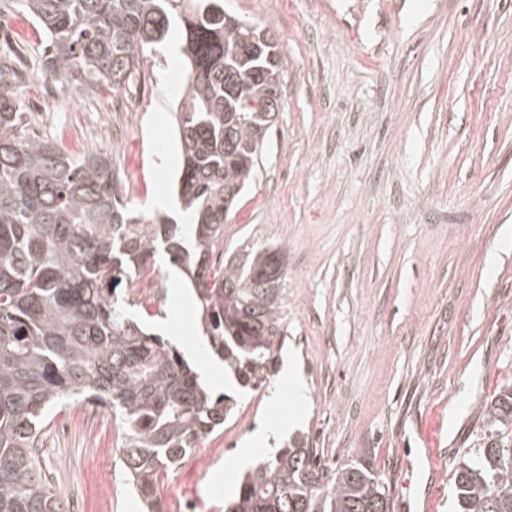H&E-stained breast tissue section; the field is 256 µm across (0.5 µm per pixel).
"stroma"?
I'll list each match as a JSON object with an SVG mask.
<instances>
[{
  "label": "stroma",
  "instance_id": "obj_1",
  "mask_svg": "<svg viewBox=\"0 0 512 512\" xmlns=\"http://www.w3.org/2000/svg\"><path fill=\"white\" fill-rule=\"evenodd\" d=\"M279 44L280 107L213 264L245 250L284 255L276 363L295 357L299 403L272 371L242 390L244 426L202 438L162 474L167 512H224L217 475L259 424L294 414L295 434L336 469L367 462L391 512H454L453 468L486 432L483 405L512 379V0H224ZM23 54L22 110L63 151L111 155L136 212L184 223L170 183L184 65L146 48L124 90L49 99L44 37L0 14V53ZM171 204L156 206L157 197ZM158 298L129 313L156 324L176 286L165 250ZM110 410L57 414L43 464L81 512H141L111 449ZM440 471L428 483L420 458Z\"/></svg>",
  "mask_w": 512,
  "mask_h": 512
}]
</instances>
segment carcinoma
<instances>
[{
  "label": "carcinoma",
  "instance_id": "1",
  "mask_svg": "<svg viewBox=\"0 0 512 512\" xmlns=\"http://www.w3.org/2000/svg\"><path fill=\"white\" fill-rule=\"evenodd\" d=\"M44 34L42 75L93 94L123 87L145 48L182 25L188 72L178 102V201L195 238L132 216L115 194L112 157H72L26 128L15 56H0V512H64L40 459L55 415L80 402L112 409L120 463L148 512H164L160 473L176 467L235 412L181 352L128 316L132 287L158 244L193 271L210 345L244 388L271 374L282 264L276 251L210 259L224 221L254 175L279 99L269 31L224 13V0H0ZM488 436L466 448L452 479L456 512H512V380L486 401ZM297 438L247 475L228 512H390L368 465L338 468Z\"/></svg>",
  "mask_w": 512,
  "mask_h": 512
}]
</instances>
